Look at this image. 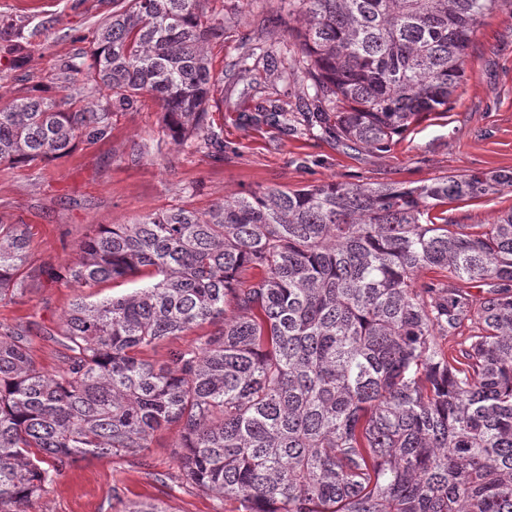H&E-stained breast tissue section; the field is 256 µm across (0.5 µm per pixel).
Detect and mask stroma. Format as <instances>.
<instances>
[{"instance_id": "obj_1", "label": "stroma", "mask_w": 512, "mask_h": 512, "mask_svg": "<svg viewBox=\"0 0 512 512\" xmlns=\"http://www.w3.org/2000/svg\"><path fill=\"white\" fill-rule=\"evenodd\" d=\"M224 21V42L212 46L225 70L210 114L224 131L227 151L217 163L172 145L150 98L117 113L112 134L80 142L69 155L30 166L0 165V222L25 224L36 260L71 265L77 248L99 224H130L171 206L202 211L214 201L266 187L325 182L417 186L465 171L512 170V11L487 16L468 50L465 76L444 112L425 114L387 152L354 148L325 135L270 123L257 103L275 100L289 115L302 111L306 84L295 71L298 48L288 0H208ZM112 0H0V20L24 30L21 48L0 42V99L22 85L61 84V65L90 55L95 32ZM144 157L131 163L132 146ZM512 209V191L464 199L448 207L459 224H486ZM77 294L67 280L30 282L21 299L0 304V324L34 321L55 328ZM170 429L157 434L145 463L115 456L83 461L60 476L27 512H127L154 501L168 512H237L233 501L174 481L177 459Z\"/></svg>"}]
</instances>
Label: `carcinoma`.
<instances>
[{
	"label": "carcinoma",
	"instance_id": "cac0c4a2",
	"mask_svg": "<svg viewBox=\"0 0 512 512\" xmlns=\"http://www.w3.org/2000/svg\"><path fill=\"white\" fill-rule=\"evenodd\" d=\"M205 3L112 0L90 61L62 67L105 101L75 110L28 87L0 107V164L105 140L145 94L175 145L223 161L208 48L224 22ZM507 5L295 0L303 122L390 150L448 109L478 26ZM511 188L506 170L267 187L99 227L69 282H148L79 294L40 330L67 351L55 373L32 356L34 323L0 325V512H26L89 456L141 461L172 426L176 478L239 512H512V209L476 232L448 222V204ZM433 269L445 278L419 281ZM60 278L31 261L27 225L0 223L1 303ZM203 327L161 363L142 357ZM142 282L140 277L129 278L121 283H115L112 281H108L105 283H101L94 288H82L83 293L86 295H91V300H101L103 298L112 297L113 295L125 293L129 291V288H135ZM120 285V286H118Z\"/></svg>",
	"mask_w": 512,
	"mask_h": 512
}]
</instances>
